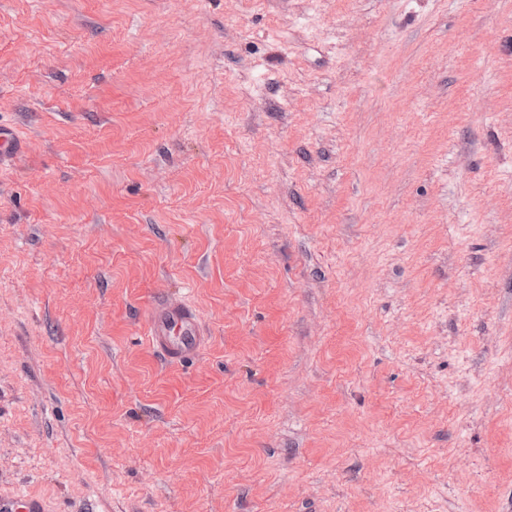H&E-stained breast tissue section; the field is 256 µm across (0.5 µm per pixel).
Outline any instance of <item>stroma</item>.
Here are the masks:
<instances>
[{
	"label": "stroma",
	"instance_id": "1",
	"mask_svg": "<svg viewBox=\"0 0 512 512\" xmlns=\"http://www.w3.org/2000/svg\"><path fill=\"white\" fill-rule=\"evenodd\" d=\"M0 125V489L512 512V0H0ZM22 150V140L14 127L0 126V164L15 159ZM203 332L192 310L174 297H161L153 305L150 343L166 362H176L196 351Z\"/></svg>",
	"mask_w": 512,
	"mask_h": 512
}]
</instances>
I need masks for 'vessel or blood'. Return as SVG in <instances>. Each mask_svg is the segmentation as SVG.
I'll return each instance as SVG.
<instances>
[{
    "mask_svg": "<svg viewBox=\"0 0 512 512\" xmlns=\"http://www.w3.org/2000/svg\"><path fill=\"white\" fill-rule=\"evenodd\" d=\"M21 150L22 141L15 128L0 126V164L15 159ZM149 340L165 361L176 362L200 347L203 332L192 310L176 298L162 297L153 305ZM0 512H44V509L29 494L13 491L0 492Z\"/></svg>",
    "mask_w": 512,
    "mask_h": 512,
    "instance_id": "vessel-or-blood-1",
    "label": "vessel or blood"
}]
</instances>
